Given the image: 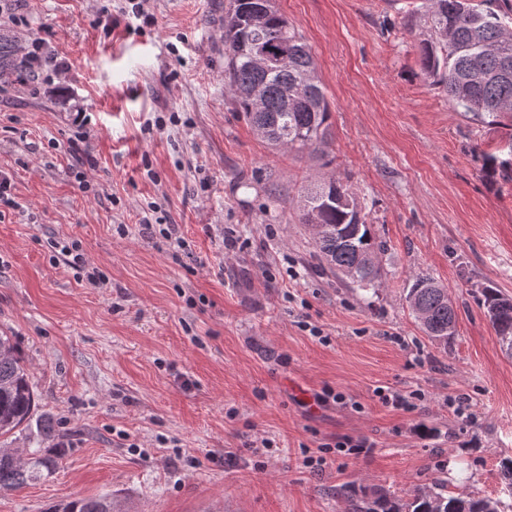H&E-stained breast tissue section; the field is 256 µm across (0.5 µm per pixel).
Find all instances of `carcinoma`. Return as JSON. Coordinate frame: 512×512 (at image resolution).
I'll list each match as a JSON object with an SVG mask.
<instances>
[{"label":"carcinoma","mask_w":512,"mask_h":512,"mask_svg":"<svg viewBox=\"0 0 512 512\" xmlns=\"http://www.w3.org/2000/svg\"><path fill=\"white\" fill-rule=\"evenodd\" d=\"M508 0H425V22L435 35L420 41L423 70L448 93V102L474 119L498 127L512 117V28L508 13L495 3ZM288 44V65L262 69L251 63L252 45L272 51ZM224 87L252 128L274 147L313 153L328 135L330 105L316 75L310 47L271 0H228L224 10ZM508 157H486L488 172L512 175V132ZM298 220L316 226L317 256L322 265L371 287L380 274L375 261L381 244L362 215L349 188L329 180L308 188L298 201ZM411 311L432 342L448 346L455 335L457 313L448 293L434 279L418 275L408 289ZM482 306L497 336L512 338V297L483 289ZM37 395L29 380L15 337L0 332V436L30 425ZM55 461L31 452L23 459L12 448H0V487L21 488ZM501 499L470 493L454 496L445 485L418 493L401 503L379 495L353 512H502ZM53 512H113L108 497L63 503Z\"/></svg>","instance_id":"obj_1"}]
</instances>
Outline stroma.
<instances>
[{
  "instance_id": "stroma-1",
  "label": "stroma",
  "mask_w": 512,
  "mask_h": 512,
  "mask_svg": "<svg viewBox=\"0 0 512 512\" xmlns=\"http://www.w3.org/2000/svg\"><path fill=\"white\" fill-rule=\"evenodd\" d=\"M226 2L146 0L150 25L126 0L0 7L17 59L41 38L66 64L0 72V171L17 202L0 206V329L38 394L10 442L58 460L0 488V512L100 496L115 512H352L438 481L502 497L512 354L480 298L512 296V181L484 169L505 129L424 72L423 0H274L314 53L331 127L316 155L272 148L224 88ZM78 136L93 166L71 157ZM331 178L384 246L373 289L321 269L298 222L304 187ZM150 204L184 247L140 233ZM72 242L105 286L55 262ZM419 275L456 307L447 348L406 301ZM380 386L412 408L384 405ZM328 391L339 402H320ZM361 438L359 453L334 448Z\"/></svg>"
}]
</instances>
